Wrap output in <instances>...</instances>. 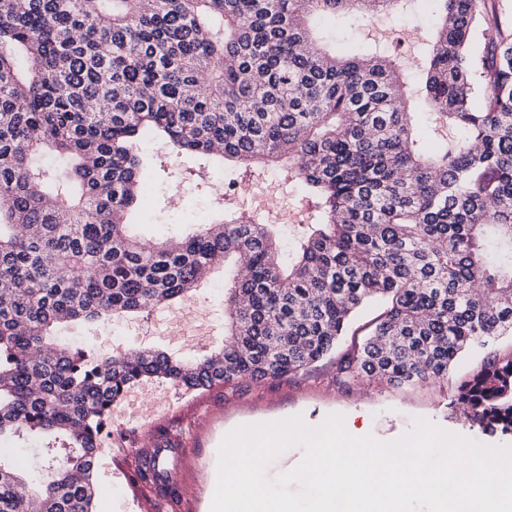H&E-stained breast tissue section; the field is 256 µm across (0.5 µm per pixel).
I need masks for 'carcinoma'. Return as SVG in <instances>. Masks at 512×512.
Segmentation results:
<instances>
[{"label": "carcinoma", "instance_id": "cac0c4a2", "mask_svg": "<svg viewBox=\"0 0 512 512\" xmlns=\"http://www.w3.org/2000/svg\"><path fill=\"white\" fill-rule=\"evenodd\" d=\"M403 0H0V439L58 434L33 491L0 463V512H93L101 436L132 386L187 391L276 381L333 354L355 314L381 312L336 361V385L443 378L466 349L512 334V25L495 0H435L422 80L375 51L319 47L308 21L390 14ZM457 137L425 150L414 89ZM250 168L288 159L321 200L294 225L199 224L130 235L151 178L137 145ZM69 161L61 182L43 155ZM224 347L195 360L73 349L55 329L186 300L226 258ZM466 419L512 433V356L458 386ZM146 484H167L149 461ZM26 488L20 494L18 488Z\"/></svg>", "mask_w": 512, "mask_h": 512}]
</instances>
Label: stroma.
Here are the masks:
<instances>
[{"label":"stroma","instance_id":"35a3bbf8","mask_svg":"<svg viewBox=\"0 0 512 512\" xmlns=\"http://www.w3.org/2000/svg\"><path fill=\"white\" fill-rule=\"evenodd\" d=\"M315 38L323 44L333 40L356 43L362 49L381 53L400 51L413 60L429 54L435 30L423 5L393 17L363 20L352 15L336 18V27L324 30L318 20L310 22ZM153 160V175L147 183V198L141 199L129 217L132 235L157 242L176 240L191 233L193 225L222 222L225 214L253 209L262 195L263 171L246 169L232 161L205 159L196 154L171 157L161 143L147 149ZM219 182H240L244 189L235 205L218 208L210 203L205 175ZM179 205H172L171 195ZM237 274L235 265L216 266L210 276L179 309L158 310L101 327L67 325L63 334L72 344L114 355L141 345L183 358H197L219 350L224 344V284ZM204 313L209 325L205 340L180 345L172 324L188 311ZM483 351L467 352L449 369L445 378L423 385L393 387L364 382L365 395L353 399L352 388L336 386V359L329 356L306 372L276 382L239 381L206 391L186 392L160 381H148L129 390L112 408V420L103 438L96 474L95 512H207L210 471L225 436L250 423L273 422L295 414L317 425L333 413L352 420L356 436L379 441L395 440L410 430L416 416L465 437L487 444H512V434L480 431L460 411L455 396L459 384L479 367ZM47 440L24 436L0 443V456L10 459L29 484L44 475ZM145 448H179L181 457L171 458L177 472L176 494L158 503L148 500L131 477L134 462Z\"/></svg>","mask_w":512,"mask_h":512}]
</instances>
